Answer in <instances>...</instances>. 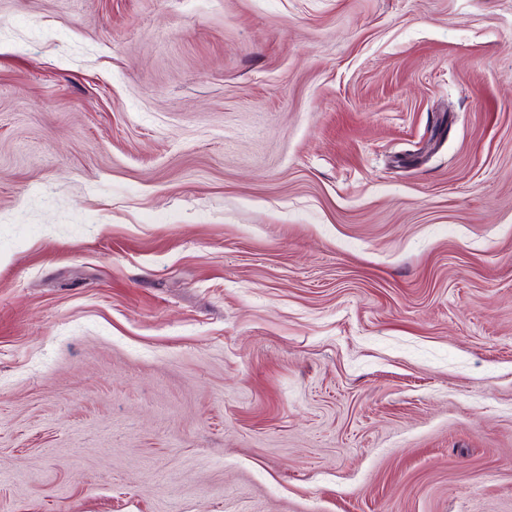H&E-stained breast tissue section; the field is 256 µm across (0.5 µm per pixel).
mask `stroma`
<instances>
[{
	"mask_svg": "<svg viewBox=\"0 0 512 512\" xmlns=\"http://www.w3.org/2000/svg\"><path fill=\"white\" fill-rule=\"evenodd\" d=\"M0 512H512V0H0Z\"/></svg>",
	"mask_w": 512,
	"mask_h": 512,
	"instance_id": "obj_1",
	"label": "stroma"
}]
</instances>
